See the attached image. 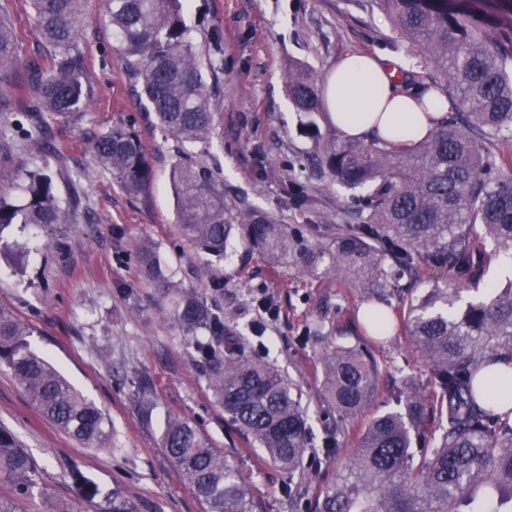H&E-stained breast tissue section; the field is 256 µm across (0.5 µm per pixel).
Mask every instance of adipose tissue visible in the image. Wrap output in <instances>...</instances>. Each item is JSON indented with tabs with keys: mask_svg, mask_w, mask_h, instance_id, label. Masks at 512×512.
Returning <instances> with one entry per match:
<instances>
[{
	"mask_svg": "<svg viewBox=\"0 0 512 512\" xmlns=\"http://www.w3.org/2000/svg\"><path fill=\"white\" fill-rule=\"evenodd\" d=\"M323 101L343 138L376 136L398 148L424 138L448 112L446 98L403 92L395 69L368 54L337 61L325 82Z\"/></svg>",
	"mask_w": 512,
	"mask_h": 512,
	"instance_id": "adipose-tissue-1",
	"label": "adipose tissue"
}]
</instances>
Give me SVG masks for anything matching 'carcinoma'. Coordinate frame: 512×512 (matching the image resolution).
Returning <instances> with one entry per match:
<instances>
[{
  "mask_svg": "<svg viewBox=\"0 0 512 512\" xmlns=\"http://www.w3.org/2000/svg\"><path fill=\"white\" fill-rule=\"evenodd\" d=\"M84 0H31L52 65L27 67L24 92L3 108L28 114L41 129L43 113L68 116L90 111L79 49L87 23ZM186 0H109L116 49L147 113L178 147L170 168L181 230L207 257L203 273L221 290L216 262L243 240L268 262L291 261L304 274L361 288L375 303L362 314L363 335L379 338L393 329L392 300L403 301L402 323L423 361L427 388L407 377L392 388L397 409L369 418L333 481L318 487L310 512H512V409L501 394L512 390V283L490 284L485 296L460 304L464 288L480 285L495 256H512V155L488 144L512 137V35L491 29L475 6L450 0H376L398 34L428 70L419 88L457 101L458 111L439 121L417 144L396 150L376 139L316 140L324 173L357 202L354 223L336 228L329 247L308 240L327 230L307 224L290 231L266 212L224 194V178L188 150L206 144L214 126L203 59L184 20ZM15 33L0 4V68L17 63ZM288 99L296 111L323 110L318 76L288 65ZM97 163L126 192L137 194L154 173L142 143L126 124L93 137ZM13 200L0 190V245L13 224L48 226L66 221L68 206L51 178L37 171L17 175ZM144 284L164 293L176 286L158 266L153 249L138 247ZM443 272L444 286L404 298L402 281L422 266ZM172 316L192 339L209 387L253 448L289 476H305L317 462L312 450L309 406L296 384L277 366L254 357L248 340L217 303L180 295ZM32 331L0 305V368L25 388L40 416L69 437L95 449L114 447L106 414L45 358L32 350ZM328 344L321 402L336 412V429L321 442L325 458L348 445L347 423L361 418L387 375L367 341ZM163 447L206 512H253V499L225 451L213 447L191 422L168 419ZM0 480L15 498L0 512H25L20 504L40 499L43 512H74L52 501L39 482L35 458L0 424ZM101 512H136L121 492L105 497Z\"/></svg>",
  "mask_w": 512,
  "mask_h": 512,
  "instance_id": "1",
  "label": "carcinoma"
}]
</instances>
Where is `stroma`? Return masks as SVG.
Returning a JSON list of instances; mask_svg holds the SVG:
<instances>
[{
  "instance_id": "obj_1",
  "label": "stroma",
  "mask_w": 512,
  "mask_h": 512,
  "mask_svg": "<svg viewBox=\"0 0 512 512\" xmlns=\"http://www.w3.org/2000/svg\"><path fill=\"white\" fill-rule=\"evenodd\" d=\"M19 43L18 63L0 88L15 91L26 65L51 62L28 0H7ZM88 23L79 46L93 106L83 115H45L46 132L29 133L23 113L0 112L7 126L8 157L0 163V184L15 170H41L53 179L61 199L78 207L66 223L43 233L13 225L0 252V305L27 323L32 348L57 366L112 422L115 446L87 448L40 417L11 372L0 370V421L16 433L37 460L42 483L53 500L74 501L77 483L94 482L101 495L119 490L140 512H205L160 445L168 418L197 426L213 446L229 449V460L254 494V512H304L309 491L331 479L336 463L325 460L306 474L304 494L283 493L290 478L261 461L224 416L202 371L200 358L168 315L162 291L144 285L131 246L147 242L162 270L187 292L218 300L227 319L256 322L255 299L267 295L278 315L267 321L252 351L290 375L317 404L322 393L320 357L333 325L354 343L356 319L367 303L356 288L301 274L291 263L273 267L256 250L237 245L219 266L224 281L215 292L199 273L201 259L175 222L168 171L176 151L143 112L119 52L113 48L106 0H85ZM186 21L194 32L219 26L224 66L213 77L215 130L207 145L194 146L198 159L218 165L224 190L277 215L282 223L349 224V192L315 168L314 141L303 132L285 90L288 63L313 68L325 77L347 53L383 56L397 68L399 83L416 88L423 68L416 64L390 17L373 0H190ZM124 123L134 127L155 177L146 192L128 194L99 168L93 133ZM301 182L309 201L295 207L286 192L290 179ZM371 350L385 362L388 385L403 377L423 378L421 359L405 330L395 331ZM149 377L150 392L139 381ZM152 402L143 412L142 399Z\"/></svg>"
}]
</instances>
